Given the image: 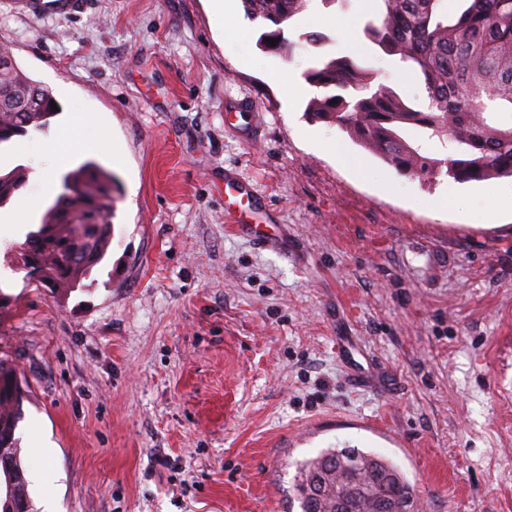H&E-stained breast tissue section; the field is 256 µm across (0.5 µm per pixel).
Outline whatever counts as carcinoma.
<instances>
[{"instance_id":"cac0c4a2","label":"carcinoma","mask_w":512,"mask_h":512,"mask_svg":"<svg viewBox=\"0 0 512 512\" xmlns=\"http://www.w3.org/2000/svg\"><path fill=\"white\" fill-rule=\"evenodd\" d=\"M380 15L363 27L365 40L403 64L421 94L408 97L376 81V72L350 56H325L302 77L320 90L305 112L347 132L398 174H445L459 183L512 177V0H378ZM308 0H243L247 18L271 27L262 49L293 56L305 45L323 47L326 35L284 36V26ZM276 44L267 42V39ZM51 89L14 64L0 68V147L29 131H42L58 115ZM452 144L444 158L430 157L404 137L407 127ZM30 169L0 171V207L28 180ZM112 174L87 161L61 178L60 192L40 224L18 246L27 285L72 292L84 287L106 257L113 218ZM23 388L11 362L0 359V466L5 493L0 512H18L10 489L21 488L23 512H32L17 457L15 431L22 419ZM373 492L398 503L416 499L414 488L389 460L358 448H327L296 463L292 500L300 512H374Z\"/></svg>"}]
</instances>
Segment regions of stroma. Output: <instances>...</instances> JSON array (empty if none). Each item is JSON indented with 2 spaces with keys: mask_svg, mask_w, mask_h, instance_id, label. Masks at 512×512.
<instances>
[{
  "mask_svg": "<svg viewBox=\"0 0 512 512\" xmlns=\"http://www.w3.org/2000/svg\"><path fill=\"white\" fill-rule=\"evenodd\" d=\"M232 15L0 7V45L62 108L0 153L30 169L0 206V357L26 390L15 437L35 512L48 465L57 512H290L295 461L334 446L387 458L424 512H512V212L481 220L497 180L397 175L306 116L316 88L291 98L271 79L348 55L415 93L362 37L374 0H310L286 37L332 42L289 60L259 48L241 0ZM69 129V167L114 175L115 217L106 260L64 294L28 287L17 247L59 191L46 149ZM228 182L243 214L224 210ZM36 421L51 459L28 450Z\"/></svg>",
  "mask_w": 512,
  "mask_h": 512,
  "instance_id": "stroma-1",
  "label": "stroma"
}]
</instances>
